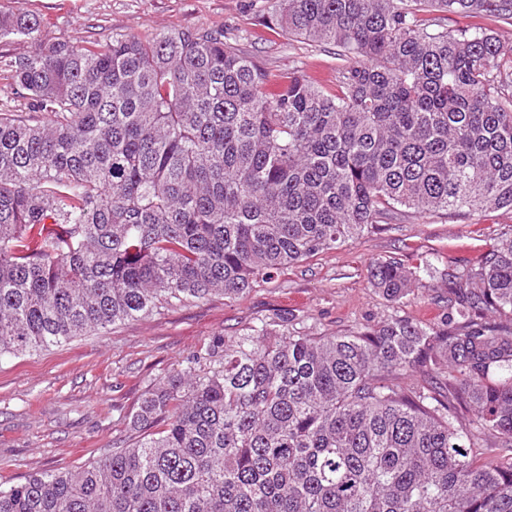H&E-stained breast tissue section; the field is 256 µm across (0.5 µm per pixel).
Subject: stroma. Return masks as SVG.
<instances>
[{
    "mask_svg": "<svg viewBox=\"0 0 512 512\" xmlns=\"http://www.w3.org/2000/svg\"><path fill=\"white\" fill-rule=\"evenodd\" d=\"M0 10L41 17V38L110 40L161 31L213 27L236 41L271 74L301 71L336 87L342 51L270 28L272 0H0ZM512 228V210L476 215L418 216L397 210L382 230L318 254L256 284L235 300L216 295L172 306L161 314L90 333L49 350L0 360V487L44 471H65L99 458L130 439V415L163 377L199 358L216 337L240 336L279 315L315 336H334L397 313L430 323L447 310L448 276L476 260ZM397 260L429 263L419 295L394 306L370 279L371 266Z\"/></svg>",
    "mask_w": 512,
    "mask_h": 512,
    "instance_id": "stroma-1",
    "label": "stroma"
}]
</instances>
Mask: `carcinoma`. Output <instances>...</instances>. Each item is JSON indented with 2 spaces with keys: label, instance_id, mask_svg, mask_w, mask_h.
Wrapping results in <instances>:
<instances>
[{
  "label": "carcinoma",
  "instance_id": "cac0c4a2",
  "mask_svg": "<svg viewBox=\"0 0 512 512\" xmlns=\"http://www.w3.org/2000/svg\"><path fill=\"white\" fill-rule=\"evenodd\" d=\"M424 10L511 20L512 0H273L282 34L356 58L334 93L300 71L266 92L222 29L45 43L38 16L0 12V38L34 45L0 67L41 115L0 110V358L240 298L396 207L512 209V44ZM416 277L370 270L392 305ZM448 303L214 338L213 370L143 396L136 442L0 489V512H512V231Z\"/></svg>",
  "mask_w": 512,
  "mask_h": 512
}]
</instances>
